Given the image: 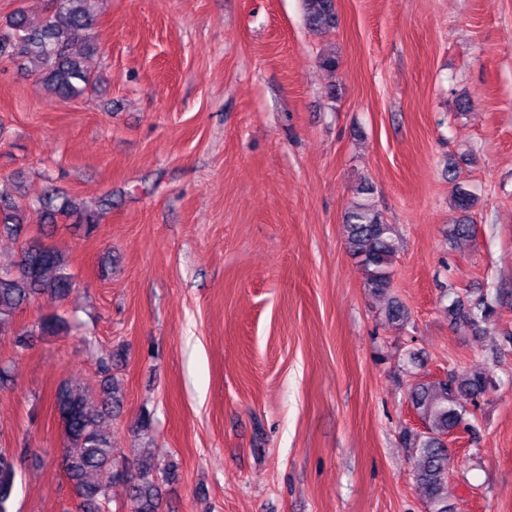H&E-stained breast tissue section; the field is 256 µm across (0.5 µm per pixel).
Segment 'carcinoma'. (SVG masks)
<instances>
[{
  "mask_svg": "<svg viewBox=\"0 0 512 512\" xmlns=\"http://www.w3.org/2000/svg\"><path fill=\"white\" fill-rule=\"evenodd\" d=\"M308 27L321 31L336 26L333 0H304ZM94 0H51L49 14L40 27L29 25L25 11L19 7L5 25H0V58L36 62L43 86L53 95L70 100L94 89L98 80L94 59L97 44L90 37L77 41L74 34L92 25ZM344 216L346 244L368 288L383 295L392 283V263L397 252L398 230L367 197L369 190ZM462 214L454 235L470 239L475 235L469 212L475 197L458 186L452 197ZM26 195H0V224L19 233L26 223ZM42 217L53 222L62 214L78 224L93 227L96 210L88 205L57 195L38 200ZM68 253L39 240L26 241L18 261L0 267V334L13 333L17 311L37 301L54 303L65 300L73 291L68 272ZM496 314L494 306L481 296L475 300H453L448 318L476 333L485 330ZM65 320L56 314L38 320L35 327L18 334V343L27 348L35 336L55 335L63 331ZM124 359L121 348L100 361L104 374L100 405H90L86 390L72 382L57 389L53 406L62 427L64 452L62 466L74 485L75 512H104L112 485L126 489V512H166L160 481L172 480L177 465L170 460L157 462L139 457L132 470L114 468L116 449L112 448L110 421L112 410L120 407L121 393L112 374L113 367ZM489 379L480 370L452 371L434 381H418L409 391V400L424 422V430L406 428L401 433L405 447L415 451V479L430 504V512H450L448 504V450L444 438L465 424L460 398L477 401L487 391ZM16 462L0 453V512H9L14 489Z\"/></svg>",
  "mask_w": 512,
  "mask_h": 512,
  "instance_id": "cac0c4a2",
  "label": "carcinoma"
}]
</instances>
